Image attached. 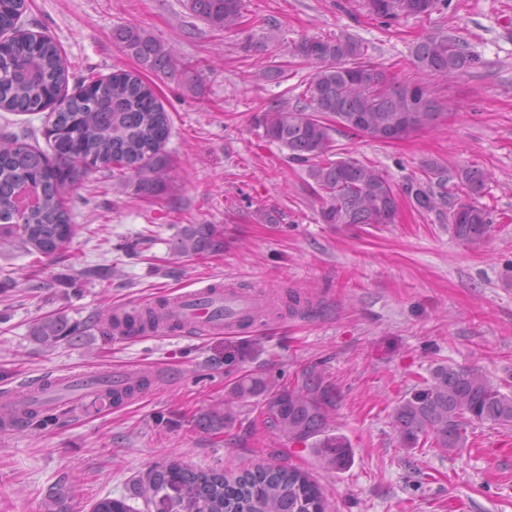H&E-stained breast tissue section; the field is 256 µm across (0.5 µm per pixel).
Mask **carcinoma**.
<instances>
[{"mask_svg":"<svg viewBox=\"0 0 512 512\" xmlns=\"http://www.w3.org/2000/svg\"><path fill=\"white\" fill-rule=\"evenodd\" d=\"M369 13L385 20L429 15L448 0H404L398 10L375 8ZM245 0H190L191 11L210 27L232 30L242 23ZM26 0H0V32L13 36L0 53V110L34 114L52 109L46 137L52 153L5 135L0 140V247L11 244L28 255L51 257L75 233L65 200V188L82 174L105 169L127 190L159 197L171 190L170 156L165 142L169 116L158 100L150 74L175 75L174 49L138 25L115 28L112 39L135 58L141 70L114 73L108 78L82 80V89L63 93L68 66L55 41L46 34L22 32L17 22ZM294 53L314 67V73L295 101L271 102L258 118L266 138L288 148L289 158L309 164L308 176L322 201L325 224L383 225L397 222L400 196L418 210L448 208L454 237L467 245L484 242L493 219L477 204L487 175L477 167L462 168L452 187L434 192L426 182L410 180L397 190L374 166L336 152L332 133L340 130L388 142L403 140L434 126L442 104L418 82L401 84L385 68L368 59L365 45L348 35L305 37ZM422 75L448 79L467 73L477 59L466 42L451 34L428 36L414 50ZM28 186L37 204L25 210L19 197ZM224 247L222 231L214 224H187L174 243L186 257L215 253ZM169 320L168 302L108 317L107 333L135 328L153 332ZM79 326L62 314L37 320L31 336L52 347L77 339ZM231 397L262 400L263 422L290 443L308 445L321 465L342 470L352 460L347 438L334 432L330 415L336 389L325 372L315 367L291 380L244 374L230 388ZM25 426L40 430L53 420L35 400L23 411ZM229 404L211 409L203 424L221 434L232 423ZM491 424L512 429V394L502 392L475 368L435 364L404 395L391 413V425L406 448L421 443L432 448H463L468 430ZM175 485L182 492L177 512H329L321 489L306 473L278 464L245 469L236 475L222 471H193L172 461L148 471L139 480V494L160 495ZM93 512H134L125 499L105 497Z\"/></svg>","mask_w":512,"mask_h":512,"instance_id":"cac0c4a2","label":"carcinoma"}]
</instances>
